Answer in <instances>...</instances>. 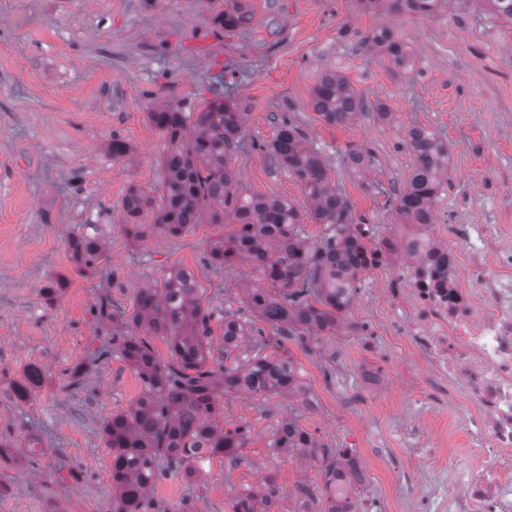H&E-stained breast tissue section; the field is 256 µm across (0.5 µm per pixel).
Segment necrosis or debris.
I'll return each mask as SVG.
<instances>
[{"mask_svg": "<svg viewBox=\"0 0 512 512\" xmlns=\"http://www.w3.org/2000/svg\"><path fill=\"white\" fill-rule=\"evenodd\" d=\"M443 230V244L432 238L369 243V251L382 254L395 246L400 259L394 272L380 262L365 269L362 285L378 290L385 317L357 327L371 355L360 376L371 387L388 381L378 345L393 340L404 359L429 370L413 383L414 396L461 411L464 454L447 451L446 439L423 423L412 426L418 445L399 467L402 481L417 486V465L426 460L453 475L445 485L419 489L416 512H512V225Z\"/></svg>", "mask_w": 512, "mask_h": 512, "instance_id": "4bbe7bcc", "label": "necrosis or debris"}]
</instances>
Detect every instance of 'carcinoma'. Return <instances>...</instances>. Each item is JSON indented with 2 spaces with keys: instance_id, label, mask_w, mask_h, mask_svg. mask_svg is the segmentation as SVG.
Wrapping results in <instances>:
<instances>
[{
  "instance_id": "cac0c4a2",
  "label": "carcinoma",
  "mask_w": 512,
  "mask_h": 512,
  "mask_svg": "<svg viewBox=\"0 0 512 512\" xmlns=\"http://www.w3.org/2000/svg\"><path fill=\"white\" fill-rule=\"evenodd\" d=\"M445 2L390 0V6L430 17ZM482 4L490 14L512 22V0H482ZM250 19L246 0H226L217 21L224 29L234 30ZM363 42L385 53L396 66H408V46L391 29H376ZM309 105L330 126L345 124L367 109L348 80L334 72L320 76ZM148 117L167 137V178L157 197L137 187L129 190L123 200L127 236L144 241L161 232L177 238L189 225L203 221L236 225L231 234L208 243L207 255L221 266H250L259 286L247 292L249 306L276 329V336L260 346L272 352L212 369L207 344L212 314L202 307L194 274L184 268L171 269L160 286L137 292L130 321L149 336L166 337L171 359L160 361L143 338L121 331L112 335V348L121 351L143 383L136 403L112 415L102 429L105 444L112 450L116 512H151L148 491L166 469L194 477L196 466L206 460L240 458L249 430L245 426L219 429L221 394L309 399L300 368L282 352L281 336L335 328L357 294V275L363 271L367 252L362 237L355 233L350 204L329 187L322 158L303 147L302 134L293 124L284 121L276 127L269 154L304 186L306 205L241 192L229 168V158L243 149V113L235 103L217 95L191 125L178 106L159 105ZM407 146L414 166L392 204L406 223L430 224L433 201L445 181L448 144L433 131L414 126L408 132ZM349 166L355 173H366L372 167L369 152L353 150ZM151 210L155 223H142L143 213ZM306 216L325 225L326 232L316 244L306 241L302 227ZM71 248L76 261L88 267L102 254L99 241L90 237L71 239ZM245 332L238 320L224 318V348L237 346ZM269 447L276 453L308 456L316 443L288 419L276 430ZM338 469L337 461H328L324 484L328 512H356L352 489L336 482ZM264 487L263 491L238 493L231 512H267L268 497L277 493V487L270 479Z\"/></svg>"
}]
</instances>
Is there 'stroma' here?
<instances>
[{
    "instance_id": "obj_1",
    "label": "stroma",
    "mask_w": 512,
    "mask_h": 512,
    "mask_svg": "<svg viewBox=\"0 0 512 512\" xmlns=\"http://www.w3.org/2000/svg\"><path fill=\"white\" fill-rule=\"evenodd\" d=\"M250 25L224 30V0H0V512H115L112 452L102 428L128 409L143 386L112 349V323L100 314L132 313L139 289L173 268L194 273L210 322V367L253 355L273 328L244 303L256 278L249 267L211 264L210 240L229 224H195L171 238L136 243L124 232L122 201L130 187L154 194L166 172L163 133L147 119L158 102L197 113L213 89L245 113L244 149L230 163L243 193L304 202V187L267 150L289 121L324 160L329 183L353 214L378 235L401 232L387 201L408 181L414 157L408 131L421 125L448 142V181L433 209L440 224H511L512 23L480 12L473 0H450L422 17L360 11L355 0H250ZM389 27L413 56L396 73L380 51L361 45ZM347 77L367 104L390 115L358 113L330 126L309 105L321 74ZM131 147L113 158L112 138ZM372 156L366 177L347 164L351 150ZM97 238L103 254L78 266L71 238ZM370 295L357 294L335 332L285 341L315 401L255 396L222 399L221 428L247 427L238 461L216 458L198 475L168 473L150 491L165 512H230L243 488L273 477L282 494L276 512H297L305 494L327 512L322 450L357 447L376 481L363 505L385 496L387 512H412L415 490L396 481L370 451L404 447L403 428L422 406L398 373L399 347L382 342L388 386L367 389L359 377L364 351L356 323L381 318ZM246 320L239 346L224 348V317ZM41 386L20 400L17 385L31 366ZM295 419L317 454L274 452L280 421Z\"/></svg>"
}]
</instances>
